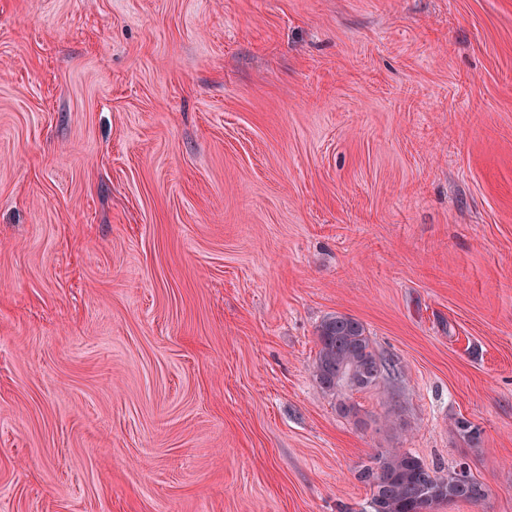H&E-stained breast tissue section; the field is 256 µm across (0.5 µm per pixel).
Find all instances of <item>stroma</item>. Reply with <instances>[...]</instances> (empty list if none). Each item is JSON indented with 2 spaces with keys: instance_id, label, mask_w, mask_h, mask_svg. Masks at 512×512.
<instances>
[{
  "instance_id": "obj_1",
  "label": "stroma",
  "mask_w": 512,
  "mask_h": 512,
  "mask_svg": "<svg viewBox=\"0 0 512 512\" xmlns=\"http://www.w3.org/2000/svg\"><path fill=\"white\" fill-rule=\"evenodd\" d=\"M387 448L512 512V0H0V512H361ZM317 339L313 373L323 388L341 392L380 386L389 365L377 355L358 319L336 312L318 326Z\"/></svg>"
}]
</instances>
